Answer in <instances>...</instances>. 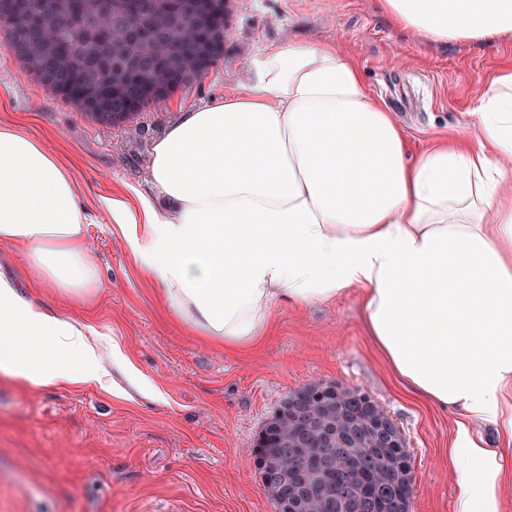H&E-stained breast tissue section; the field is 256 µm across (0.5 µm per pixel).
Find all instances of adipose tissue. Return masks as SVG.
Returning <instances> with one entry per match:
<instances>
[{"mask_svg":"<svg viewBox=\"0 0 512 512\" xmlns=\"http://www.w3.org/2000/svg\"><path fill=\"white\" fill-rule=\"evenodd\" d=\"M396 28L488 44L512 0H378ZM252 80L182 113L158 139V198L106 199L114 230L153 276L166 312L234 351L265 336L278 302L357 289L375 346L415 394L455 418L459 512H501L512 445V66L465 132L409 157L403 129L334 42L271 45ZM88 209L41 141L0 125V243L34 281L75 298L99 286ZM92 331L0 274V374L34 388L100 378Z\"/></svg>","mask_w":512,"mask_h":512,"instance_id":"adipose-tissue-1","label":"adipose tissue"}]
</instances>
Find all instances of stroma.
<instances>
[{"instance_id":"obj_1","label":"stroma","mask_w":512,"mask_h":512,"mask_svg":"<svg viewBox=\"0 0 512 512\" xmlns=\"http://www.w3.org/2000/svg\"><path fill=\"white\" fill-rule=\"evenodd\" d=\"M291 38L339 42L413 155L464 126L494 74L512 65V34L492 45H437L392 27L378 0H230L217 63L108 125L46 89L0 45V124L19 125L70 168L101 276L84 300L34 294L92 326L103 344L118 343L133 366L108 363L107 380L74 387L32 389L0 375V512H278L255 443L290 392L318 382L367 394L396 424L412 457L409 512H457L452 419L394 380L365 330L359 291L276 304L267 336L228 353L164 313L157 284L112 232L104 200L131 187L149 193L155 139L182 112L238 90L254 55Z\"/></svg>"}]
</instances>
